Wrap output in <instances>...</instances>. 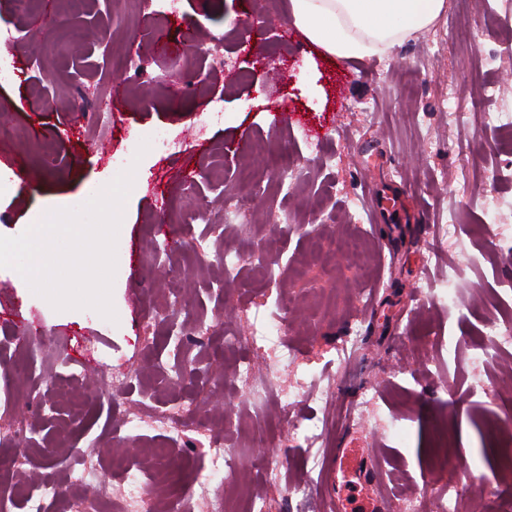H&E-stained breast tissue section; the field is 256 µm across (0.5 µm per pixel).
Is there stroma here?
I'll return each mask as SVG.
<instances>
[{
    "label": "stroma",
    "mask_w": 512,
    "mask_h": 512,
    "mask_svg": "<svg viewBox=\"0 0 512 512\" xmlns=\"http://www.w3.org/2000/svg\"><path fill=\"white\" fill-rule=\"evenodd\" d=\"M262 3L267 22L259 35L245 24L251 0H182L174 21L163 0H112L108 14L103 0H44L39 19L0 0V26L23 32L21 41L0 40V54L17 67L0 84V173L21 157L30 177L0 198V235H18L44 211L107 185L118 174L113 158L126 155L133 136L164 128L184 140L179 156L150 150L136 167L112 290L116 321L91 309L55 310L0 268V337L23 336L7 320L17 311L41 326L39 335L24 336L25 351L38 360L35 376L0 384V413L31 428L22 439L0 432V452L16 461L13 476L47 483L58 477L48 459L70 454L68 474L91 469L119 499L126 485L113 479L108 457L136 463L166 440L146 423L122 426L123 401L139 400L155 414L192 399L214 428L206 437L181 428L184 448L172 463L183 493L205 484L223 491L233 512L251 494L270 512H309L293 499L305 484L341 512H364L377 488L386 512H404L412 499L431 506L443 494V483L427 480L430 424L440 419L448 440L442 468L461 484L458 512H494L497 494L512 485L494 470L484 422L512 423V345L494 348L483 332L512 317V255L493 244L512 239V154L497 150L479 112L449 129L442 96L451 85L462 103L480 93L493 111L512 113V0H446L432 25L391 54L371 57V70L356 77L287 23L290 0ZM109 16L118 24L105 51L87 32ZM209 36L223 38L235 75L195 55L193 43ZM125 52L147 65L150 86L130 66L114 64ZM112 90V132L104 136L90 94ZM215 98L224 102L223 124L196 135L199 113ZM278 112L287 121L275 122ZM17 127L28 139L11 136ZM307 139L319 154L304 150ZM459 139L472 146L469 160L453 147ZM284 140L293 181L282 180L276 159ZM236 192L253 193L256 209L229 220L225 197ZM200 207L208 222L189 221ZM153 224L169 225L187 246L172 267L151 262L164 242L150 233ZM215 224L223 236L212 233ZM443 224L457 231L441 243ZM354 238L365 251L359 275H345L341 259L329 270L310 268L315 243ZM198 249L224 253L234 269L198 266ZM452 266L461 275L450 297ZM172 270L186 277L184 316L211 327L203 340L174 334L165 319ZM275 322L299 360L258 406L231 372L246 352L226 350L224 337L260 334ZM352 333L356 348L338 362ZM178 340L208 384L174 382ZM84 357L102 372L84 374ZM305 380L331 406L300 399ZM365 391L377 396L367 419L347 420ZM289 393L295 400L284 425L274 411ZM240 417L269 429L265 452L281 462L278 488L246 466L225 483L214 442L234 444L243 459L253 453L230 425ZM292 422L306 425L307 435L289 437ZM349 448L363 457L356 493L332 471Z\"/></svg>",
    "instance_id": "obj_1"
}]
</instances>
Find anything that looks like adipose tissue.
Listing matches in <instances>:
<instances>
[{
	"instance_id": "obj_1",
	"label": "adipose tissue",
	"mask_w": 512,
	"mask_h": 512,
	"mask_svg": "<svg viewBox=\"0 0 512 512\" xmlns=\"http://www.w3.org/2000/svg\"><path fill=\"white\" fill-rule=\"evenodd\" d=\"M445 0H290V21L325 55L390 53L440 16Z\"/></svg>"
}]
</instances>
